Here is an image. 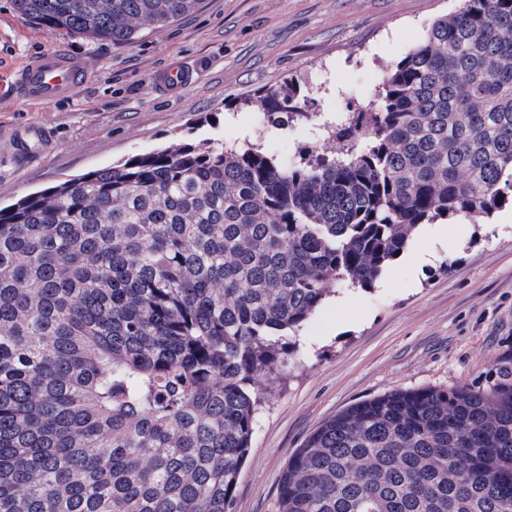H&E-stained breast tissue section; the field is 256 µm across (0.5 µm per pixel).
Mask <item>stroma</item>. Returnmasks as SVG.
<instances>
[{
    "mask_svg": "<svg viewBox=\"0 0 512 512\" xmlns=\"http://www.w3.org/2000/svg\"><path fill=\"white\" fill-rule=\"evenodd\" d=\"M457 0H199L135 44L49 31L0 0V202L187 140H250L277 159L317 149L330 126L374 109L376 80ZM82 58L69 97L13 98L6 76L48 49ZM180 63L190 79L167 94L155 74ZM296 80L308 119L276 129L244 106ZM212 125H199L203 116ZM46 127L51 149L13 159L16 126ZM299 353L256 418L235 512H277L289 453L325 420L394 389H487L512 376V207L464 231L418 227L373 287L338 286L299 331Z\"/></svg>",
    "mask_w": 512,
    "mask_h": 512,
    "instance_id": "1",
    "label": "stroma"
}]
</instances>
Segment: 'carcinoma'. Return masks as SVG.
<instances>
[{"mask_svg":"<svg viewBox=\"0 0 512 512\" xmlns=\"http://www.w3.org/2000/svg\"><path fill=\"white\" fill-rule=\"evenodd\" d=\"M198 0H14L132 45ZM293 165L179 143L0 207V512H235L256 417L336 285L422 224L512 206V0H459ZM246 102L306 118L294 82ZM278 512H512V382L392 390L324 421Z\"/></svg>","mask_w":512,"mask_h":512,"instance_id":"obj_1","label":"carcinoma"}]
</instances>
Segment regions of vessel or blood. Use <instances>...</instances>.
Instances as JSON below:
<instances>
[{"mask_svg": "<svg viewBox=\"0 0 512 512\" xmlns=\"http://www.w3.org/2000/svg\"><path fill=\"white\" fill-rule=\"evenodd\" d=\"M87 73L84 62L63 51H46L28 59L11 78L13 94L28 102H54L71 95ZM187 75L174 64L158 73L156 84L171 92L182 87ZM52 143L49 132L39 125L22 127L15 136V157L23 161L39 156Z\"/></svg>", "mask_w": 512, "mask_h": 512, "instance_id": "vessel-or-blood-1", "label": "vessel or blood"}]
</instances>
